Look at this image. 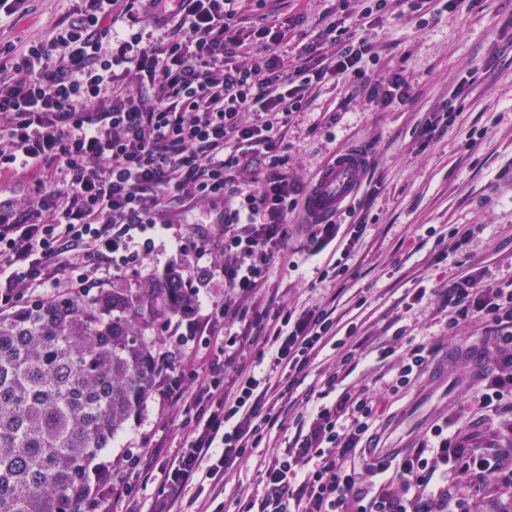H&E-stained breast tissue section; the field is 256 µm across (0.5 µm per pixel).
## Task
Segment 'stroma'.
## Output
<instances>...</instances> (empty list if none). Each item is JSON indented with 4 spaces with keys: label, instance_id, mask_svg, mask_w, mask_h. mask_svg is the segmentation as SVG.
<instances>
[{
    "label": "stroma",
    "instance_id": "stroma-1",
    "mask_svg": "<svg viewBox=\"0 0 512 512\" xmlns=\"http://www.w3.org/2000/svg\"><path fill=\"white\" fill-rule=\"evenodd\" d=\"M31 5V13L21 20L0 21L1 43L21 46L32 37L50 39L74 0H31ZM299 8L307 19L280 46L292 64L325 28L322 16L334 12L336 0H267L262 7L253 2L244 11V22L249 27L280 24ZM361 35L376 50L396 55L415 88L414 97L390 111L374 112L361 99H349L346 85L325 81L310 105L290 119L288 171L307 185L341 150L359 145L369 152L372 166L358 191L369 205L368 233L351 260L358 275L346 284L348 294L367 298L355 310V319L379 332L398 316L414 336H442L445 322L430 305L409 312L401 305L417 279L440 283L463 270L457 254L429 266L434 240L428 228L474 229L473 254L482 261L486 279L512 280V0H478L474 5L458 0L454 12L426 23L420 14L397 8ZM465 70L472 72L473 83L454 126L447 136L420 146L416 124L452 101ZM475 130L480 136L473 141L469 134ZM303 242V236H295L293 252L270 271L279 288L300 302L311 298L317 285L311 264L290 267ZM457 397L448 358L439 356L426 380L393 400L395 420L385 435L386 446H408ZM168 429L164 408L150 400L96 462L108 467L127 448H158Z\"/></svg>",
    "mask_w": 512,
    "mask_h": 512
}]
</instances>
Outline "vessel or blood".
<instances>
[{"label": "vessel or blood", "mask_w": 512, "mask_h": 512, "mask_svg": "<svg viewBox=\"0 0 512 512\" xmlns=\"http://www.w3.org/2000/svg\"><path fill=\"white\" fill-rule=\"evenodd\" d=\"M367 164L360 149L338 154L310 184L304 200L308 217L325 221L346 209L359 191Z\"/></svg>", "instance_id": "b4317fda"}]
</instances>
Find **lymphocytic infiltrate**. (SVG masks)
<instances>
[{
	"label": "lymphocytic infiltrate",
	"instance_id": "1",
	"mask_svg": "<svg viewBox=\"0 0 512 512\" xmlns=\"http://www.w3.org/2000/svg\"><path fill=\"white\" fill-rule=\"evenodd\" d=\"M238 2L80 0L51 39L0 45V180L23 192L0 199V309L35 288L89 290L101 267L139 276L154 235L223 204L208 232L185 239L198 268L184 279L195 298L186 331L158 342L154 394L177 449L113 461L101 512L120 500L129 512H225L229 500L237 512H472L478 500L512 512V283L473 267L410 295L414 306L436 299L449 337L482 324L485 366L455 413H482L485 435L468 442L443 417L415 446L382 454L385 400L420 381L443 339L404 326L375 339L344 322L338 293L290 301L269 280L302 192L283 154L290 115L329 77L374 110L409 101L410 82L398 66L368 74L370 45L340 19L288 64L278 48L290 26L243 30ZM367 228L307 225L319 282L348 276ZM214 275L220 301L201 293ZM261 446V492L229 485Z\"/></svg>",
	"mask_w": 512,
	"mask_h": 512
}]
</instances>
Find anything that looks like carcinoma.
I'll return each mask as SVG.
<instances>
[{
    "label": "carcinoma",
    "instance_id": "obj_1",
    "mask_svg": "<svg viewBox=\"0 0 512 512\" xmlns=\"http://www.w3.org/2000/svg\"><path fill=\"white\" fill-rule=\"evenodd\" d=\"M188 304L172 268L0 312V512H85L91 461L153 390L156 324Z\"/></svg>",
    "mask_w": 512,
    "mask_h": 512
}]
</instances>
